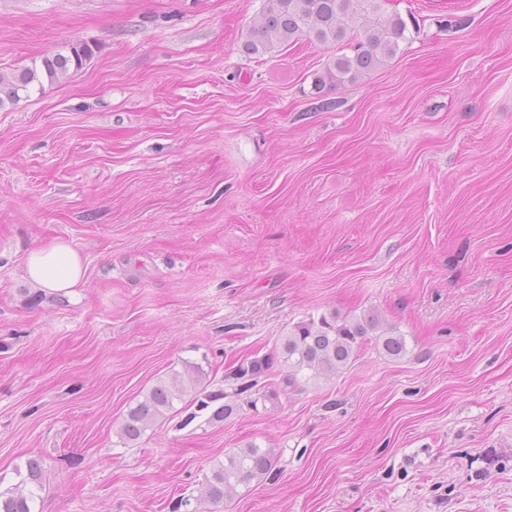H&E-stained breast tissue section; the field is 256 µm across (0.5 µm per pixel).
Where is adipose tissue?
<instances>
[{
    "mask_svg": "<svg viewBox=\"0 0 512 512\" xmlns=\"http://www.w3.org/2000/svg\"><path fill=\"white\" fill-rule=\"evenodd\" d=\"M24 271L38 288L74 300L84 277V260L69 243L56 240L31 251Z\"/></svg>",
    "mask_w": 512,
    "mask_h": 512,
    "instance_id": "ef3b65f1",
    "label": "adipose tissue"
}]
</instances>
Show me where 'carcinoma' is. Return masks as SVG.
<instances>
[{"instance_id": "carcinoma-1", "label": "carcinoma", "mask_w": 512, "mask_h": 512, "mask_svg": "<svg viewBox=\"0 0 512 512\" xmlns=\"http://www.w3.org/2000/svg\"><path fill=\"white\" fill-rule=\"evenodd\" d=\"M419 32V23L410 27L400 15L383 11L381 0H263L241 51L248 56H263L302 39L350 47L351 53L332 57L325 74L315 78L313 90L319 96L328 86L337 88L367 78ZM91 56L89 45L76 44L68 55L44 56L38 65L0 72V108L17 102L35 87L43 88V76L52 84L72 70L79 71ZM372 339L390 357L406 353L404 336L382 328L377 318L364 315L348 321L332 312L297 323L279 340L273 353L239 361L218 384L207 380L208 373L201 363L183 360L180 369L170 370L129 406L117 432L119 441L135 445L159 420L175 416L179 417L180 429L198 421L221 423L244 403L256 406L255 395L262 389L263 398L277 397V390L266 389L275 365L282 368L281 384L286 388L330 379ZM276 464L273 449L248 442L225 454L224 460L204 475L199 494L180 498L175 509L203 512V504L224 501L236 495L238 488L269 478ZM17 475L19 481L13 487L0 490V512H35L43 484L41 462L28 460L26 471Z\"/></svg>"}]
</instances>
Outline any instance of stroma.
I'll list each match as a JSON object with an SVG mask.
<instances>
[{
    "label": "stroma",
    "instance_id": "obj_1",
    "mask_svg": "<svg viewBox=\"0 0 512 512\" xmlns=\"http://www.w3.org/2000/svg\"><path fill=\"white\" fill-rule=\"evenodd\" d=\"M262 3L0 0L1 71L94 51L0 109V486L38 457L41 512H172L253 441L277 476L206 512H512V0H386L419 36L328 109L336 48L242 53ZM56 239L78 300L24 276ZM330 312L407 354L120 443L181 360Z\"/></svg>",
    "mask_w": 512,
    "mask_h": 512
}]
</instances>
